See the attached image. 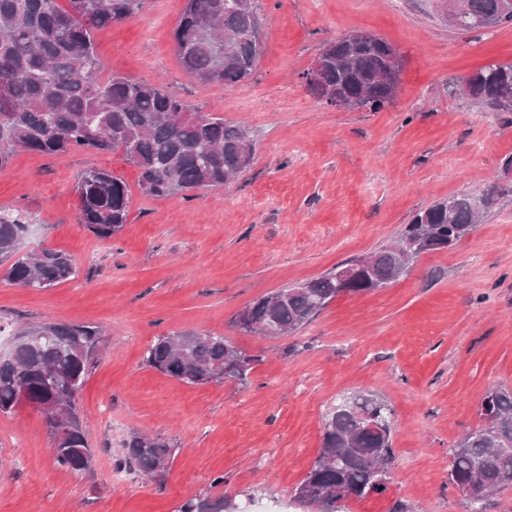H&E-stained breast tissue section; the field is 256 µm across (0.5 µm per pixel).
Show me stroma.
<instances>
[{"label":"stroma","instance_id":"35a3bbf8","mask_svg":"<svg viewBox=\"0 0 512 512\" xmlns=\"http://www.w3.org/2000/svg\"><path fill=\"white\" fill-rule=\"evenodd\" d=\"M265 52L235 86L197 81L174 31L186 0H144L132 20L94 33L105 73L160 82L257 138L234 183L193 197H152L123 154H15L0 171V208L28 216L31 249L71 255L77 278L50 289L0 279V346L50 320L102 329L79 397L90 473L58 467L42 413L0 414V512H176L212 490L271 512L294 499L321 447L326 411L357 391L395 413L385 494L345 512H467L448 482L450 453L479 422L487 390H512V196L454 248L421 255L387 287L338 296L296 333L266 339L236 326L256 298L323 275L395 239L413 214L479 194L512 157V113L455 95L463 77L512 63V24L480 35L448 26L432 0H254ZM385 39L404 64L394 103L340 112L303 79L322 45L350 33ZM102 167L130 190L126 224L103 241L80 223L81 172ZM204 331L256 363L247 384L190 385L150 367L157 337ZM139 432L175 450L164 484L117 471ZM221 485H214L216 477Z\"/></svg>","mask_w":512,"mask_h":512}]
</instances>
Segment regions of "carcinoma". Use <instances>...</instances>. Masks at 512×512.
<instances>
[{"label":"carcinoma","instance_id":"obj_1","mask_svg":"<svg viewBox=\"0 0 512 512\" xmlns=\"http://www.w3.org/2000/svg\"><path fill=\"white\" fill-rule=\"evenodd\" d=\"M451 25L477 31L512 24L503 0H461ZM143 0H0V171L19 149L60 157L75 150L120 151L138 169L139 185L155 197L219 190L253 162L255 135L240 124L203 112L160 84L120 74L102 76L93 31L134 18ZM185 70L207 83L236 85L252 75L264 52L253 0H187L174 32ZM400 54L385 40L348 34L320 49L318 81L310 93L329 105L327 91L378 112L393 103L402 69ZM466 98L499 112L498 98L512 92V64H492L463 78ZM80 223L110 240L126 223L129 190L104 168L85 170L76 184ZM474 195L460 193L415 213L397 242L415 256L445 251L472 233L479 219ZM28 217L0 211V267L4 279L23 288L46 289L78 275L75 260L49 248L23 251ZM357 278L339 283V264L326 274L261 296L247 305L253 326L264 336L285 337L311 322L341 293L362 294L386 287L405 273L394 243L367 256ZM10 356L0 359V414L27 402L61 414L47 422L54 462L75 473L89 471L93 451L76 398L101 338L90 324L43 321L15 330ZM147 366L186 384L232 381L244 385L255 359L232 341L200 331L159 336L144 354ZM481 426L451 449L449 483L476 491L469 512H484L486 500L512 485V391L496 387L481 404ZM392 410L379 395L355 393L347 407L325 415L321 451L296 494L317 512H341L352 498L382 495L391 480L395 453ZM175 449L159 437L134 434L125 443L118 469L153 477L170 469ZM177 512H237L223 496L192 497Z\"/></svg>","mask_w":512,"mask_h":512}]
</instances>
